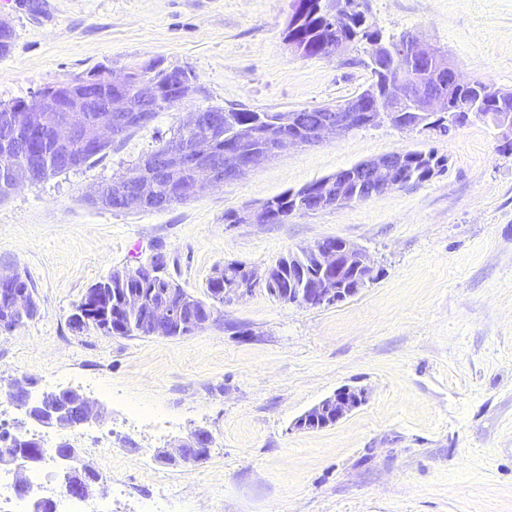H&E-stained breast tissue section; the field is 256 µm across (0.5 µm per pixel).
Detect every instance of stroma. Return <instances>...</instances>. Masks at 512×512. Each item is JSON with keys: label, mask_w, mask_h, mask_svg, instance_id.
<instances>
[{"label": "stroma", "mask_w": 512, "mask_h": 512, "mask_svg": "<svg viewBox=\"0 0 512 512\" xmlns=\"http://www.w3.org/2000/svg\"><path fill=\"white\" fill-rule=\"evenodd\" d=\"M292 0H9L0 102L153 58L191 70L204 106L287 112L347 101L374 80L362 46L305 57L285 40ZM384 34L410 32L444 53L463 81L512 91V0H364ZM186 108L160 112L94 163L0 200V271L28 276L38 313L0 334V429L10 396L48 375L105 407L69 431L94 470L111 466L112 512H512V152L475 120L443 135L384 123L289 150L165 211L89 202L100 184L168 140ZM447 160L440 175L364 201L228 224L337 170L394 151ZM326 237L365 250L374 279L325 308L284 304L265 288L220 307L182 338L72 331L87 288L158 252L166 274L205 298L224 263L262 272ZM366 401L333 426L296 420L336 389ZM150 409L132 419L127 407ZM207 458L158 453L194 432ZM111 448L110 457L97 444Z\"/></svg>", "instance_id": "stroma-1"}]
</instances>
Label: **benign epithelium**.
<instances>
[{
	"label": "benign epithelium",
	"instance_id": "1",
	"mask_svg": "<svg viewBox=\"0 0 512 512\" xmlns=\"http://www.w3.org/2000/svg\"><path fill=\"white\" fill-rule=\"evenodd\" d=\"M318 7L332 28L345 19L341 0H319ZM383 48L395 62L409 63L415 59L423 61L428 67L427 73H420L409 66L397 70L386 82V97L390 106L381 104L380 99L376 98L372 100L369 110L361 112V100L357 97L336 104L332 106L335 118L310 130L303 140L287 131V127L296 124L297 116L294 114L283 120L272 121V133L268 134L266 144L259 149L242 151V136H237L233 142L224 146V175L216 172L210 174L205 183L193 185L191 192H197L204 184L218 187L226 180L237 179L254 167L300 145H316L358 128L391 123L394 117L392 111L405 105L414 94L419 99L418 111L443 114L442 122L446 123L450 131L471 117L479 120L486 118L483 112L450 105L445 79L451 77V83L455 85L460 83V79L454 64L445 55L423 47L420 39L413 34L392 39ZM109 84L112 97L105 108L109 118L95 123L86 122L84 112L87 100L72 92L63 96V86L56 84L39 90L30 98V104L23 106L27 127L33 133L50 124L55 131L57 144L67 145L78 141L87 149H98L119 137L129 117L134 116L138 122L146 123L148 113L156 111L162 103L164 91L161 87L153 81L134 77L130 71L110 79ZM58 112L67 113L66 122H57ZM196 151L195 144L187 137L173 138L164 147L163 162L159 167L171 169L182 166ZM405 164L404 152L398 151L358 162L351 171L358 177L364 195L371 198L401 186ZM341 174L339 170L327 177L318 209L335 208L351 201ZM270 220L271 212L267 208L258 212L245 210L239 214V222L242 224H266ZM312 251L319 264V274L302 288L288 289V301L294 304L321 308L355 296L358 289L340 286L342 274L351 267L364 270L362 283L373 278L374 266L370 256L343 238H324L313 245ZM18 276L17 272H0V333L14 330L23 320L37 313L36 301L29 290L16 287ZM260 284H274L270 273L266 272L260 277L250 269L246 278L235 287L224 289V301L241 298ZM95 299L96 293L88 289L74 309L70 321L75 332L96 331L102 334L110 330L109 323L103 322L102 317L95 312ZM213 318L211 306L200 303L194 295L181 287L168 288L160 299L149 305L144 328L152 333H158L165 327L175 328L177 334L184 337L201 327H207ZM11 396L23 411V416L16 421V431L12 435V455L0 459L4 465H12L18 459L23 460L28 467H38L43 463L46 454L36 450L40 438L30 432L32 427L55 425L75 429L98 423L104 418V411L97 403L73 388L50 391L34 398L26 384L19 382L14 385ZM364 400V391L343 386L302 414L295 426L326 428L334 425L358 408ZM211 441L209 433L197 432L178 444L173 451L163 452L161 459L171 464L199 462L206 458ZM53 455L65 470L66 487L71 495L89 496L99 480L94 470L83 462L78 449L70 443L61 442L53 450ZM17 488L21 495L27 497L32 512L56 509L52 499L35 495L23 482H18Z\"/></svg>",
	"mask_w": 512,
	"mask_h": 512
}]
</instances>
